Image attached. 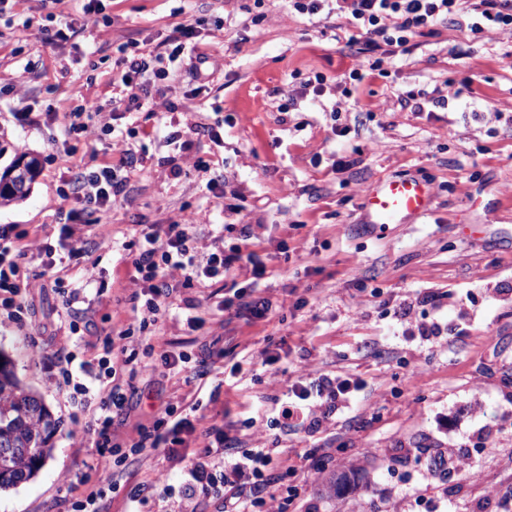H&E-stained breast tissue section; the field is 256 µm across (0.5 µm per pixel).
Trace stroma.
Instances as JSON below:
<instances>
[{
  "mask_svg": "<svg viewBox=\"0 0 512 512\" xmlns=\"http://www.w3.org/2000/svg\"><path fill=\"white\" fill-rule=\"evenodd\" d=\"M176 0H104L103 23L67 43L46 40L38 27L37 0H8L0 8V171L14 156L39 157L41 171L27 197L0 207V225L16 224L34 244L56 243L72 201L58 188L65 166L95 167L107 139L80 140L62 157L64 112L86 102L111 101L118 88L117 47L133 39L160 50L178 19ZM198 22L201 52L216 61L213 81L163 88L170 117L183 124L224 123V143L188 131L193 155L210 173L171 172L177 151L165 142L160 116L135 115L132 143L142 157L130 172L131 192L102 223L85 229L83 257L45 269L38 257L21 268L35 311L18 328L0 313V351L16 375L42 396L60 426L52 453L31 481L0 492V512H66L64 503L81 481H100L93 438L102 387H93L76 412L58 391L47 359L60 347L89 359L115 337L133 289L131 259L123 243L144 224L179 221L210 235L216 224L252 225V248L267 266L262 285L276 306L268 320L225 317L218 309L224 285L207 282L173 296L154 348L198 353L216 342L223 358L205 375L141 373L129 381V403L112 439L129 446L151 426L165 404L193 399L208 413L228 412L240 451L269 449L273 459L297 469L300 496L283 512H495V493L512 488V307L493 287L512 284V32L489 28L479 38L440 23L417 38L409 54L391 59L389 77L369 69L359 32L345 19L312 22L288 0H186ZM326 76L322 97H303L309 72ZM354 105L333 130L328 111L340 100L336 85L351 72ZM465 102L416 112L400 107L407 90L458 88ZM296 97V110L280 104ZM354 165L334 170V161ZM224 174V197L206 189L209 174ZM414 176L428 183L427 214L403 224L370 225L363 197L379 181ZM240 212H230V205ZM61 287H54V280ZM441 295L442 320L470 317L464 336H403L393 312L406 299ZM200 321L188 330L185 319ZM78 318L86 331L71 333ZM274 363H267V356ZM242 365L234 390L224 373ZM426 372H419V365ZM312 371L349 372L367 383L366 396L314 434L269 427L268 407L289 377ZM485 443L466 444L475 430ZM465 454L473 470L421 475L435 456ZM354 471L355 483L329 494L330 472ZM181 468L163 450L126 471L129 482L171 484Z\"/></svg>",
  "mask_w": 512,
  "mask_h": 512,
  "instance_id": "obj_1",
  "label": "stroma"
}]
</instances>
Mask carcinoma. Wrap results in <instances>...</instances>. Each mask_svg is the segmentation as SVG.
I'll list each match as a JSON object with an SVG mask.
<instances>
[{"instance_id":"1","label":"carcinoma","mask_w":512,"mask_h":512,"mask_svg":"<svg viewBox=\"0 0 512 512\" xmlns=\"http://www.w3.org/2000/svg\"><path fill=\"white\" fill-rule=\"evenodd\" d=\"M15 167L13 162L0 174V205L28 194L6 181ZM56 427L41 395L18 379L11 362L0 352V490L15 488L36 476L51 454L48 440Z\"/></svg>"}]
</instances>
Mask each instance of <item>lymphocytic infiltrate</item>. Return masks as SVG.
Listing matches in <instances>:
<instances>
[{"label":"lymphocytic infiltrate","instance_id":"lymphocytic-infiltrate-1","mask_svg":"<svg viewBox=\"0 0 512 512\" xmlns=\"http://www.w3.org/2000/svg\"><path fill=\"white\" fill-rule=\"evenodd\" d=\"M299 15L327 20L348 19L362 37V53L370 58V70L382 71L390 52H406L417 37L440 23L477 35L491 27L512 29V0H291ZM181 21L166 41L165 53H147L139 43L128 41L118 48L122 68V90L111 104L84 103L66 113V134L90 139L98 132L112 131L118 113L135 114L144 105L155 103L158 82L168 86L184 80L186 55H195L199 63L208 57L197 49L196 22L185 18L183 8H175ZM134 129L118 137L121 157L118 165L102 164L95 168H70L64 177L63 199L74 200L76 206L68 213L61 227L57 245L39 247L38 256L45 268L56 265L58 255L79 258L85 241L77 237L74 227L86 223L88 217L106 215L113 203L128 196L126 171L135 169L136 152L129 146ZM254 235L251 225L230 224L225 232L216 233L210 249L198 245V237L190 225L179 222L148 224L133 236L126 248L135 269V288L129 296L131 314L116 339L108 340L99 358L77 362L75 354L60 348L48 366L56 370L59 386L67 390L70 400L86 396L89 382L110 381L117 366L128 367L130 374L156 371L157 367H186L191 356L163 352L159 362L142 361L130 351L127 342L136 337L151 338L165 321L174 291L192 288L213 279L229 281V295L224 299L225 312L246 315L253 321L267 320L272 313L271 301L263 296L259 284L266 275L265 265L256 252L244 251L242 244ZM14 225H0V308L9 319L26 325L34 310L25 298L26 288L19 280L20 266L28 257L27 247L18 243ZM248 275L245 286H238L240 275ZM111 383V381H110ZM365 383L349 373H321L314 377L289 379L288 390L272 410L270 424L276 429L301 428L319 432L323 423L335 416L342 404L358 400ZM128 403L121 384L111 383L100 401L92 432L95 436L97 463L105 467L101 481L85 485L71 502L72 512H104L108 494H126L130 501L151 493L159 501L173 502L176 512H196L199 496L209 494L215 485L224 488V512H280L282 496L297 498V486H282V476L268 449L254 448L242 455H233L239 442L237 435L225 429L217 416L202 414V401L190 408L166 405L151 426L140 428L137 440L130 446L132 455H144L147 449L164 448L171 461L183 462L185 434L196 433L202 444L180 485L166 482H144L123 488L119 472L111 470V458L118 448L112 443V425L124 414Z\"/></svg>","mask_w":512,"mask_h":512}]
</instances>
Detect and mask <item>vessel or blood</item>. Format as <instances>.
I'll return each instance as SVG.
<instances>
[{
    "mask_svg": "<svg viewBox=\"0 0 512 512\" xmlns=\"http://www.w3.org/2000/svg\"><path fill=\"white\" fill-rule=\"evenodd\" d=\"M430 200L427 183L413 178H392L377 183L369 191L363 208L370 224H402L424 214Z\"/></svg>",
    "mask_w": 512,
    "mask_h": 512,
    "instance_id": "1",
    "label": "vessel or blood"
}]
</instances>
